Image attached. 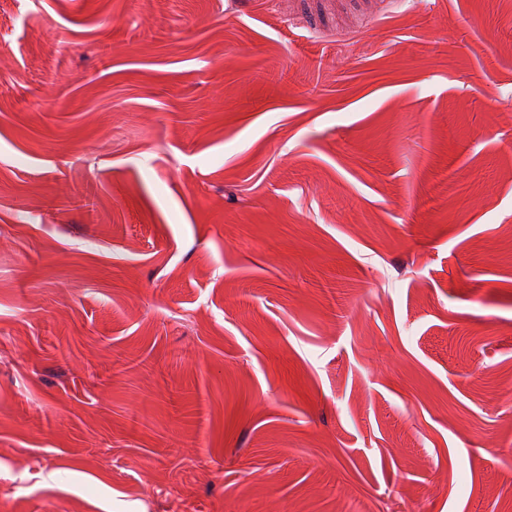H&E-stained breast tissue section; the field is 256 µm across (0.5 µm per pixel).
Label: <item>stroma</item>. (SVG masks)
Wrapping results in <instances>:
<instances>
[{"label": "stroma", "instance_id": "obj_1", "mask_svg": "<svg viewBox=\"0 0 512 512\" xmlns=\"http://www.w3.org/2000/svg\"><path fill=\"white\" fill-rule=\"evenodd\" d=\"M0 50V512H512V0Z\"/></svg>", "mask_w": 512, "mask_h": 512}]
</instances>
